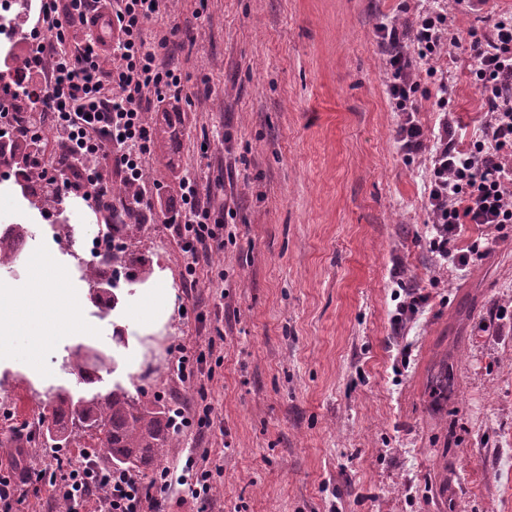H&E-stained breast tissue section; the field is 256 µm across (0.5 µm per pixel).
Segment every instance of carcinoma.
I'll use <instances>...</instances> for the list:
<instances>
[{"label": "carcinoma", "instance_id": "carcinoma-1", "mask_svg": "<svg viewBox=\"0 0 512 512\" xmlns=\"http://www.w3.org/2000/svg\"><path fill=\"white\" fill-rule=\"evenodd\" d=\"M26 237L22 226L15 235L0 237V269L13 271L20 257L19 244ZM106 360L96 350L78 347L66 358V367L91 383ZM457 362V352L448 349L433 376L434 392L441 403L455 390ZM47 440L51 448H104L112 463L147 470L171 447L173 437L165 410L117 385L109 393L77 400L67 393L56 394Z\"/></svg>", "mask_w": 512, "mask_h": 512}]
</instances>
